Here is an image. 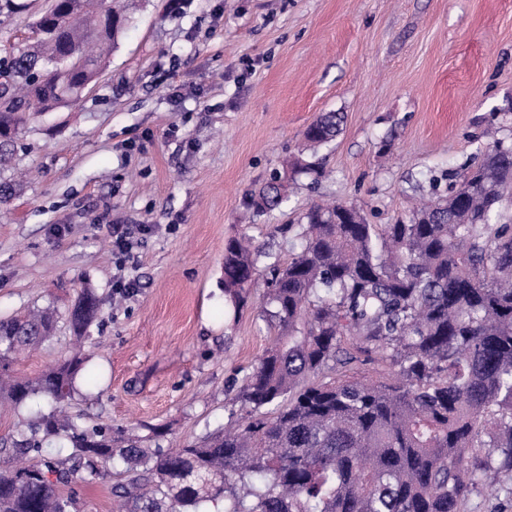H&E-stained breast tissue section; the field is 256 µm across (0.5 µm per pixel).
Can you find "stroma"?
Segmentation results:
<instances>
[{
    "label": "stroma",
    "mask_w": 512,
    "mask_h": 512,
    "mask_svg": "<svg viewBox=\"0 0 512 512\" xmlns=\"http://www.w3.org/2000/svg\"><path fill=\"white\" fill-rule=\"evenodd\" d=\"M0 14V56L21 47L48 0ZM323 112L344 115L268 220L244 225L245 194L297 152ZM512 139V0H135L81 99L34 120L17 150L20 191L0 204V318L53 306L33 379L68 357V312L101 300L72 414L165 429V445L227 423L236 388L270 342L256 282L224 305V244L246 233L287 261L313 201L360 206L373 224L447 192L488 137ZM129 225L126 260L112 227ZM274 224L290 225L271 235ZM133 281L129 294L116 281ZM111 467L75 481L79 512H112Z\"/></svg>",
    "instance_id": "1"
}]
</instances>
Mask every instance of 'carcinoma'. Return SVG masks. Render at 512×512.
Returning <instances> with one entry per match:
<instances>
[{
  "label": "carcinoma",
  "instance_id": "cac0c4a2",
  "mask_svg": "<svg viewBox=\"0 0 512 512\" xmlns=\"http://www.w3.org/2000/svg\"><path fill=\"white\" fill-rule=\"evenodd\" d=\"M127 23L111 0H51L34 41L0 58V172L38 106L78 101L96 73L93 49ZM65 52L82 66L41 74ZM342 123L325 112L306 128V150L245 198L249 222L279 209L297 176L319 181L316 153ZM511 187L512 145L496 139L458 186L405 221L371 224L354 205L314 203L286 263L245 235L228 240L224 301L241 311L263 278L260 315L275 340L236 391L233 425L178 448L144 446L157 430L144 439L72 420L77 354L13 378L6 354L37 349L57 315L0 319V395L50 402L10 437L12 455L37 462L0 469V512H77L62 487L107 463L119 512H212L221 502L224 512H464L479 486L512 478V221L501 213ZM99 310L83 290L68 314L76 337ZM55 438L70 443L68 458L44 454Z\"/></svg>",
  "mask_w": 512,
  "mask_h": 512
}]
</instances>
